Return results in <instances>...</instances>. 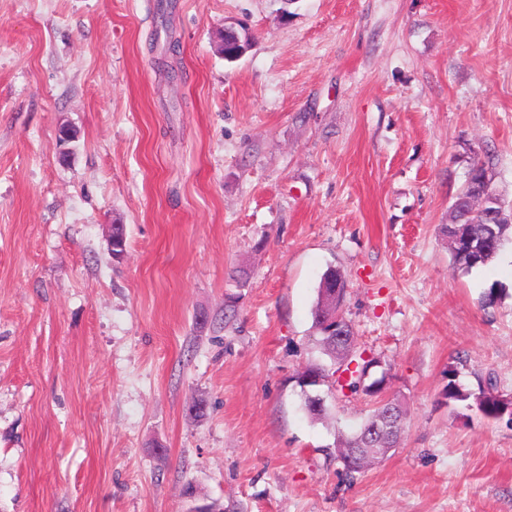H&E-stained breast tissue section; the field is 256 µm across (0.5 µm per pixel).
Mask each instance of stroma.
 <instances>
[{
  "label": "stroma",
  "instance_id": "1",
  "mask_svg": "<svg viewBox=\"0 0 512 512\" xmlns=\"http://www.w3.org/2000/svg\"><path fill=\"white\" fill-rule=\"evenodd\" d=\"M486 155L512 201V0H0V512H512V426L442 398L512 396V243L442 231ZM331 267L409 409L352 479L367 397L297 383ZM448 406L462 405L466 409L475 407L485 418L499 421L507 416V423H512V418L508 414L499 417V393L493 389L479 388L478 392L469 391L462 388L456 382V372L454 369L448 371V385L443 393Z\"/></svg>",
  "mask_w": 512,
  "mask_h": 512
}]
</instances>
